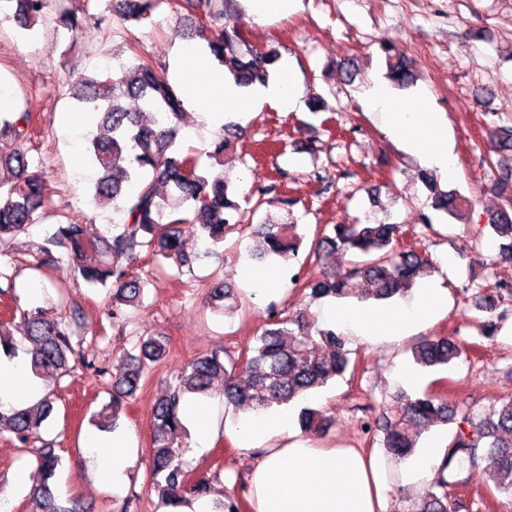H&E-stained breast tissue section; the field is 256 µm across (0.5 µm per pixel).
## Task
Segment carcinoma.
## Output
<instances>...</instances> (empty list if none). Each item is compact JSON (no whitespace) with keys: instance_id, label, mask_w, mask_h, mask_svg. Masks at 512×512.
Instances as JSON below:
<instances>
[{"instance_id":"obj_1","label":"carcinoma","mask_w":512,"mask_h":512,"mask_svg":"<svg viewBox=\"0 0 512 512\" xmlns=\"http://www.w3.org/2000/svg\"><path fill=\"white\" fill-rule=\"evenodd\" d=\"M50 0H0V11H13L12 18L30 30L47 19ZM181 11L194 23L191 36L205 42L209 56L224 68V73L241 88L265 84L272 67L280 60L274 46L261 49L245 47L238 18L224 10V0H176ZM159 0H111L112 15L124 25L140 23L152 17ZM90 0H71V5L53 18L56 28L74 35L90 20ZM127 50L135 57L130 66L120 65L121 76L100 71L79 77L69 87L72 97L88 104L98 116L100 133L90 140L89 158L100 170L93 196L124 216L112 236L89 231L77 216L66 215L55 224L45 244L37 252L45 260L54 253L65 255L76 277L90 286L112 291V322H117L122 307L143 305L148 281L131 268L133 260L145 252L155 260H168L177 270L192 268L197 253L187 250L180 225L197 224L208 251L224 243L225 235L243 224L244 212L236 198L238 186L224 172L206 174L187 171L190 157L176 145L180 124L186 118L183 100L176 87L158 77L156 62L141 55L131 42ZM387 78L399 88L413 83L410 64L393 46L385 47ZM139 99L145 107L158 112L150 123L140 113L128 110L123 99ZM242 128L225 125L223 134L213 142L210 156L224 165V151L233 145ZM33 117L30 110L0 116V245H5L41 220L50 204V192L44 174L30 168L23 146L33 143ZM490 152L499 156L497 164L508 161L512 153V126L491 122ZM421 178L433 189L432 207L459 218L470 202L455 190L437 191L433 175ZM501 205L488 214V227L504 240L500 244L501 263H512V175L498 183ZM253 235L262 240L259 257H275L295 268L301 236L295 224H260ZM402 225L325 224L319 229L312 256L336 251L352 252L357 260L342 271H329L314 283L290 277L292 292L313 299L389 301L415 286L432 268L429 258L412 247L399 245ZM512 282L499 281L498 287L475 294L473 306L494 314L503 302V293H511ZM212 302L229 300L224 314L238 307L234 288L221 280L209 289ZM31 348L30 368L37 376L71 375L75 368L103 378L109 369L89 358L82 345L73 340L70 323L60 316L50 319L39 306L21 312ZM262 333L254 347L238 354L215 348L194 358L170 381L155 404L152 424V471L162 477L156 487L168 505L179 506L187 497L210 493V479H187L182 460L187 448L188 431L180 419L182 404L190 396L223 394L227 403L244 412L267 411L305 398L326 387L349 370V350L345 338L335 329L320 326L301 312H285L276 303L269 304L262 319ZM139 353L125 354L121 370L114 376L112 400L94 414L91 424L100 431L115 432L127 399L133 397L145 374L167 355L164 336H143ZM467 355L465 344L450 336L428 338L412 349L415 364L422 367L445 366ZM56 399L46 394L39 405L29 408L0 409V428L13 432L28 444L41 425L53 413ZM399 420L417 426L435 423L458 424L448 443L447 467L467 477L449 480L437 474L430 481L420 512H458L460 502L448 493V487L478 477L493 483L495 491L512 499V398L492 405L480 418L451 406L440 392L420 397L404 395L395 406ZM300 429L322 434L326 419L316 410L304 407L299 413ZM384 432L383 445L396 461L407 459L416 445L407 432L389 420L377 424ZM41 482L32 491L35 512H76L56 501L52 483L61 458L50 447L36 456Z\"/></svg>"}]
</instances>
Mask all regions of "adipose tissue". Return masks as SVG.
I'll return each instance as SVG.
<instances>
[{"instance_id":"obj_1","label":"adipose tissue","mask_w":512,"mask_h":512,"mask_svg":"<svg viewBox=\"0 0 512 512\" xmlns=\"http://www.w3.org/2000/svg\"><path fill=\"white\" fill-rule=\"evenodd\" d=\"M184 84H191L198 69H206V87L197 89L196 100L213 124L270 103L290 112L303 103L304 90L290 62H282L280 74L258 86V96L247 99L243 89L227 79L223 69L208 63L199 51L187 48L175 61ZM367 106L382 113L393 139L445 175H453L452 146L442 134L438 113L409 106L394 99L387 87L376 83L365 93ZM448 300L441 289L426 287L412 298L381 312H366L353 306H324L321 323L361 343L397 341L411 335L416 326L434 321L447 311ZM41 383L22 372L18 360L0 353V402L16 398L37 401ZM238 448L250 455L249 503L251 512H387L393 477L403 483L421 485L441 469L447 449L434 442L420 449L411 462L392 470L384 458L356 448H323L311 437L289 429L287 413L240 417L231 429Z\"/></svg>"}]
</instances>
